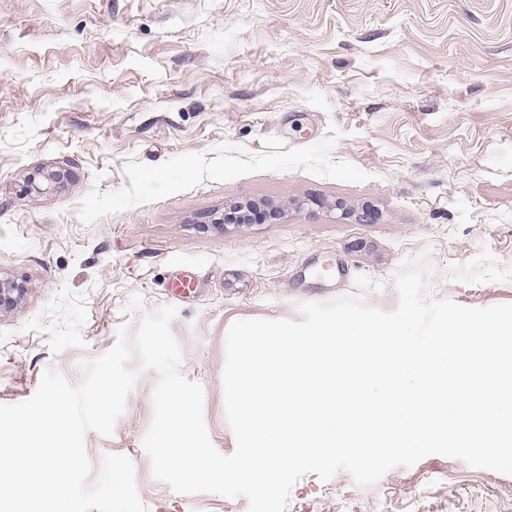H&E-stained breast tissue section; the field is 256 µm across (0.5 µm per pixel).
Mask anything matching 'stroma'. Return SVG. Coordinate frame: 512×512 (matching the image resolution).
I'll list each match as a JSON object with an SVG mask.
<instances>
[{"mask_svg":"<svg viewBox=\"0 0 512 512\" xmlns=\"http://www.w3.org/2000/svg\"><path fill=\"white\" fill-rule=\"evenodd\" d=\"M42 167L66 177L31 193ZM248 203L280 214L218 225ZM421 256L433 297L512 303V0H0V276L25 288L0 314V404L50 367L80 384L137 293L177 307L181 371L231 454V323L341 296L392 311ZM187 275L197 295L170 296ZM156 382L86 433L90 481L123 454L148 512H248L153 478ZM287 512H512V475L441 455L368 488L311 473Z\"/></svg>","mask_w":512,"mask_h":512,"instance_id":"obj_1","label":"stroma"}]
</instances>
